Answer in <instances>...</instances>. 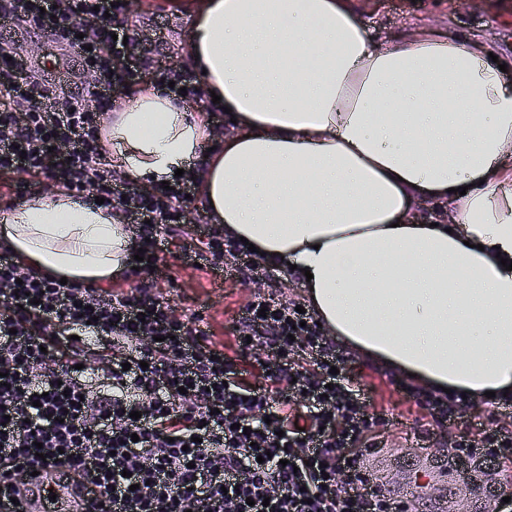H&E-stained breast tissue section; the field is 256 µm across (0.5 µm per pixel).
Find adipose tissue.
Returning a JSON list of instances; mask_svg holds the SVG:
<instances>
[{
    "instance_id": "adipose-tissue-1",
    "label": "adipose tissue",
    "mask_w": 512,
    "mask_h": 512,
    "mask_svg": "<svg viewBox=\"0 0 512 512\" xmlns=\"http://www.w3.org/2000/svg\"><path fill=\"white\" fill-rule=\"evenodd\" d=\"M187 54L236 124L142 88L106 137L151 187L201 166L207 214L269 262L308 269L323 327L433 389L512 395V84L489 42L421 28L371 43L348 0H194ZM447 212L450 224L440 221ZM27 265L121 278L135 236L65 194L0 216Z\"/></svg>"
}]
</instances>
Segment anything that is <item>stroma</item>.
<instances>
[{"mask_svg": "<svg viewBox=\"0 0 512 512\" xmlns=\"http://www.w3.org/2000/svg\"><path fill=\"white\" fill-rule=\"evenodd\" d=\"M190 0H142L140 7L127 13L125 21L134 35L140 36L141 46L147 51L148 74L144 81L127 84L122 100H130L142 85L160 86L168 68L188 69L186 43L195 15ZM354 11L363 19L369 39L380 43L385 38H410L419 27L432 26L454 32L465 40L492 41L502 56L512 55V0H482L468 8L462 0H350ZM168 281L163 293L186 317H202L210 331V340L222 346L225 352L237 347L235 324L255 293H274L280 299L305 301V289L300 279L288 269H277L271 279L242 283L233 275L216 279L209 268L193 267L180 258L178 247L163 254ZM351 372L364 388L368 402L387 413L390 423L381 428L377 438L382 444V456L389 467L401 469L415 454L409 435L415 429L433 434V444L425 448V455L447 460L445 451L451 437L469 424L481 422L492 425L494 407L484 401H472L462 408L452 427L436 426L413 400L407 398L386 374L385 365L352 351ZM494 492L480 486L477 497L436 486L422 499H410V507L424 505L426 512H492Z\"/></svg>", "mask_w": 512, "mask_h": 512, "instance_id": "35a3bbf8", "label": "stroma"}]
</instances>
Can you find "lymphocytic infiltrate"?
Segmentation results:
<instances>
[{"instance_id":"lymphocytic-infiltrate-1","label":"lymphocytic infiltrate","mask_w":512,"mask_h":512,"mask_svg":"<svg viewBox=\"0 0 512 512\" xmlns=\"http://www.w3.org/2000/svg\"><path fill=\"white\" fill-rule=\"evenodd\" d=\"M132 4L0 0V15L74 52L79 73L47 90L0 41V179L19 195L103 198L144 250L140 284L115 292L60 283L0 244V496L47 459L70 463L87 484L88 512H409L380 495L363 466L387 419L369 411L349 354L314 312L255 294L230 355L162 297L169 233L211 270L268 271L223 228L189 224L192 172L145 193L108 167L102 130L113 90L145 67L114 22ZM89 17L100 27L86 28ZM398 387L440 425L464 403L455 392ZM453 446L480 474L512 468L505 426L465 429Z\"/></svg>"}]
</instances>
